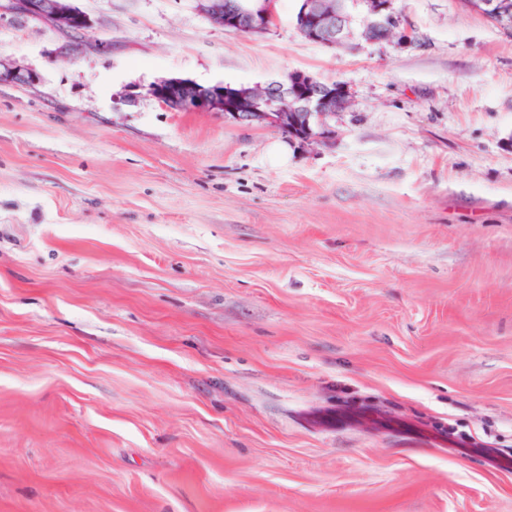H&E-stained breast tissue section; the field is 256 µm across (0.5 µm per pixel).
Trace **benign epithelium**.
Segmentation results:
<instances>
[{"label":"benign epithelium","mask_w":512,"mask_h":512,"mask_svg":"<svg viewBox=\"0 0 512 512\" xmlns=\"http://www.w3.org/2000/svg\"><path fill=\"white\" fill-rule=\"evenodd\" d=\"M348 0H301L297 30L307 40L328 48L352 37ZM463 7L479 13L512 35V0H460ZM195 9L213 25L249 35L271 30L276 17L272 0H263L256 11L244 9L238 0H194ZM367 9L361 37L369 43L397 40L400 45L417 42L416 31L395 13L393 0H364ZM16 15L45 22L75 35L91 27L90 18L70 0H8ZM38 74L0 57V83L32 85ZM148 94L180 112H222L246 126L275 128L290 140L311 145L328 142L334 135L327 120L345 110L352 92L343 83H323L304 72H291L284 81L263 88L216 84L200 86L180 77L154 82Z\"/></svg>","instance_id":"7a95c632"}]
</instances>
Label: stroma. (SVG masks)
Returning <instances> with one entry per match:
<instances>
[{"instance_id": "obj_1", "label": "stroma", "mask_w": 512, "mask_h": 512, "mask_svg": "<svg viewBox=\"0 0 512 512\" xmlns=\"http://www.w3.org/2000/svg\"><path fill=\"white\" fill-rule=\"evenodd\" d=\"M0 14V512H512V36L394 0L410 46L263 35L193 0ZM303 71L330 145L147 93ZM357 406L446 436L332 433ZM7 9L13 14L49 23L75 35H83L92 25L90 18L74 7L70 0H9ZM38 79L39 76L34 70L0 57V83L10 82L21 85H33Z\"/></svg>"}]
</instances>
